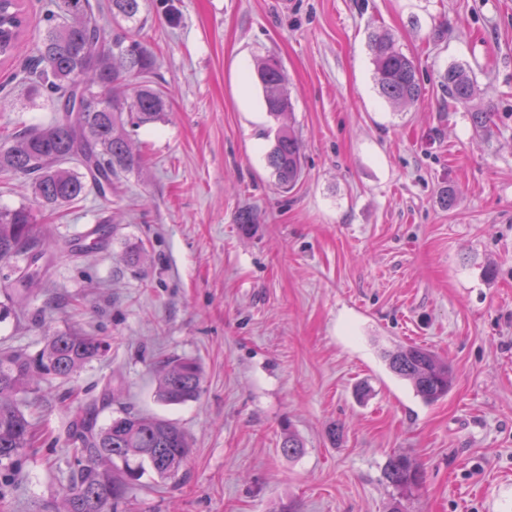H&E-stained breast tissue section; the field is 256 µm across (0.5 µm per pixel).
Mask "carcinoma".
<instances>
[{"label": "carcinoma", "mask_w": 512, "mask_h": 512, "mask_svg": "<svg viewBox=\"0 0 512 512\" xmlns=\"http://www.w3.org/2000/svg\"><path fill=\"white\" fill-rule=\"evenodd\" d=\"M142 0H40L43 28L31 47L29 64L11 76L25 86L32 106L52 113L48 123L24 127L0 143V173L31 181L39 208L54 209L83 197L87 185L99 196L112 193V178L144 164L132 150L127 126L149 125L166 111L162 92L150 84L156 58L142 41ZM128 23L124 27L119 21ZM23 0H0V61L13 60L23 49ZM370 49L380 94L394 105L418 100L422 88L413 62L394 47L388 35H376ZM261 87L266 111L275 120L292 111L285 73L274 57L256 62L252 74ZM442 87L458 104L469 103L476 85L462 68L451 67ZM303 144L281 123L274 130L266 159L277 185L291 189L302 173ZM75 161L77 172L64 164ZM35 210L22 205L0 209V262L14 265L12 298L22 300L30 287L45 279L50 243L35 235ZM111 345L74 330L47 337L34 354L0 349V466L17 473L34 451L35 427L17 397L44 385L68 381L94 360L105 358ZM389 369L409 381L427 403L451 389L447 362L431 350L405 345L386 355ZM201 375L186 358L162 362L157 399L175 405L195 399ZM70 436L74 469L61 512H110L126 500L145 466L164 479L176 477L190 453L183 429L160 416L123 410L104 427L97 426L96 406L77 407ZM386 479L400 494L418 487L421 471L406 456L391 458Z\"/></svg>", "instance_id": "carcinoma-1"}]
</instances>
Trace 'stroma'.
<instances>
[{
	"label": "stroma",
	"mask_w": 512,
	"mask_h": 512,
	"mask_svg": "<svg viewBox=\"0 0 512 512\" xmlns=\"http://www.w3.org/2000/svg\"><path fill=\"white\" fill-rule=\"evenodd\" d=\"M141 16L168 94L160 120L129 131L146 162L111 199L40 217L49 287L0 321V346L33 353L73 326L107 339L70 382L86 400L112 388L99 424L129 408L187 433L177 478L145 471L131 512H390L398 454L423 470L404 512H512V0H144ZM375 32L413 61V104L381 96ZM267 55L304 142L288 192L251 78ZM453 65L474 79L471 106L441 85ZM9 68L0 130L48 121ZM405 344L448 363L445 399L423 402L389 369L385 351ZM166 357L198 363L197 399L157 400ZM20 403L38 440L0 480V512H55L71 414L53 389Z\"/></svg>",
	"instance_id": "1"
}]
</instances>
